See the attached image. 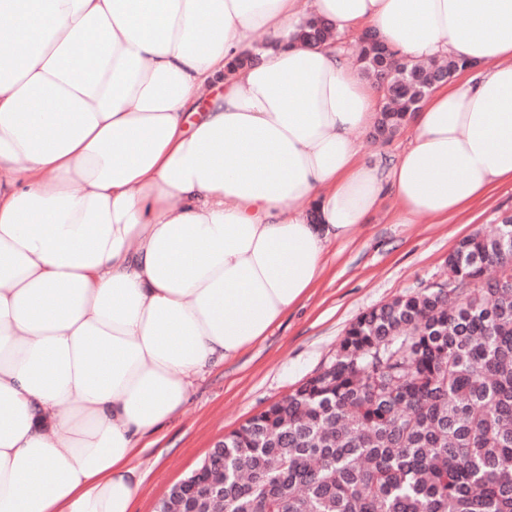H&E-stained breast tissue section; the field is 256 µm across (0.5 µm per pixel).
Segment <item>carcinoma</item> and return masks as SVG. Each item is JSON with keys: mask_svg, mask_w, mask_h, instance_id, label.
Returning <instances> with one entry per match:
<instances>
[{"mask_svg": "<svg viewBox=\"0 0 512 512\" xmlns=\"http://www.w3.org/2000/svg\"><path fill=\"white\" fill-rule=\"evenodd\" d=\"M298 37L337 33L313 19ZM359 60L394 89L375 125L385 141L428 97L429 68L467 65L367 46ZM448 278L359 315L327 367L224 437L215 491L189 486L165 510L512 512V215L463 239Z\"/></svg>", "mask_w": 512, "mask_h": 512, "instance_id": "cac0c4a2", "label": "carcinoma"}]
</instances>
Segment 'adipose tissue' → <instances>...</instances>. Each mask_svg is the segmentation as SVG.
I'll return each instance as SVG.
<instances>
[{
    "mask_svg": "<svg viewBox=\"0 0 512 512\" xmlns=\"http://www.w3.org/2000/svg\"><path fill=\"white\" fill-rule=\"evenodd\" d=\"M311 16L467 60L391 165ZM505 181L512 0H0V512H132L188 372L267 335L327 242L385 195L444 221ZM297 36L308 43H325L335 37L337 38V33H335V29L329 21L313 19L302 27Z\"/></svg>",
    "mask_w": 512,
    "mask_h": 512,
    "instance_id": "obj_1",
    "label": "adipose tissue"
}]
</instances>
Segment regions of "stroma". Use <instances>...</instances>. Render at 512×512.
<instances>
[{
    "label": "stroma",
    "instance_id": "stroma-1",
    "mask_svg": "<svg viewBox=\"0 0 512 512\" xmlns=\"http://www.w3.org/2000/svg\"><path fill=\"white\" fill-rule=\"evenodd\" d=\"M395 208V198L386 196L351 240L329 242L320 280L267 336L227 361L188 374L186 403L131 460L140 479L133 512H154L215 441L327 365L359 314L445 277V261L464 237L512 214V183L445 223L423 217L396 224Z\"/></svg>",
    "mask_w": 512,
    "mask_h": 512
}]
</instances>
